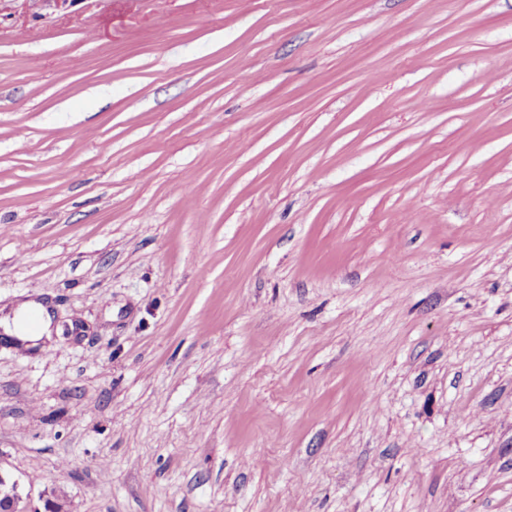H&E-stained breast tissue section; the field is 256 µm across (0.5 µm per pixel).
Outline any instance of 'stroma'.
<instances>
[{
  "label": "stroma",
  "mask_w": 512,
  "mask_h": 512,
  "mask_svg": "<svg viewBox=\"0 0 512 512\" xmlns=\"http://www.w3.org/2000/svg\"><path fill=\"white\" fill-rule=\"evenodd\" d=\"M31 295L29 512H512V0H0ZM11 319V330L7 338L25 344L27 348L41 350L53 338V318L45 304L35 298H29L12 307L11 315H7L4 322Z\"/></svg>",
  "instance_id": "obj_1"
}]
</instances>
